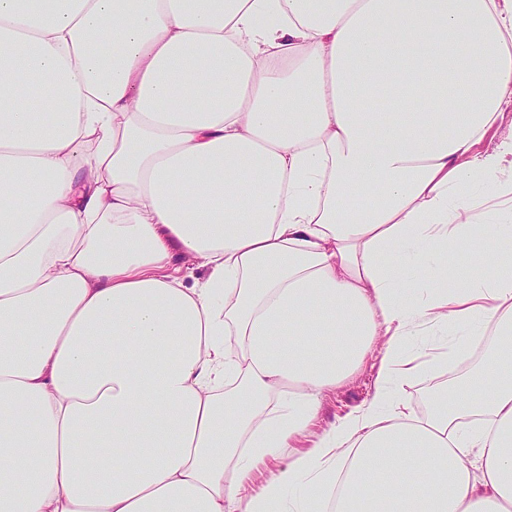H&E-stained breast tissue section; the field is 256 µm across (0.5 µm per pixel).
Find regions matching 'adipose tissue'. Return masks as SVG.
I'll return each mask as SVG.
<instances>
[{
	"label": "adipose tissue",
	"mask_w": 512,
	"mask_h": 512,
	"mask_svg": "<svg viewBox=\"0 0 512 512\" xmlns=\"http://www.w3.org/2000/svg\"><path fill=\"white\" fill-rule=\"evenodd\" d=\"M0 512H512V0H0ZM480 361L471 365L470 368L466 372H459L455 376L448 377V373L456 370L460 366L461 363L459 365L455 366L454 368H452L451 370H449V371L447 370V372H445L443 375L438 374V375H435L432 377H427L422 380L414 381L407 387V396L410 399V401L414 404L416 410L419 413H423L424 411H426L429 408V394H430V390H431L430 386H431L432 382H435V383L439 382V381L457 382L467 372L472 370ZM446 374H447V378L444 377V375H446ZM433 379H436V380H433ZM369 366L356 375L350 382L336 390V394L330 397L324 407V423L335 420L337 414L362 405L369 399L370 392Z\"/></svg>",
	"instance_id": "ef3b65f1"
}]
</instances>
